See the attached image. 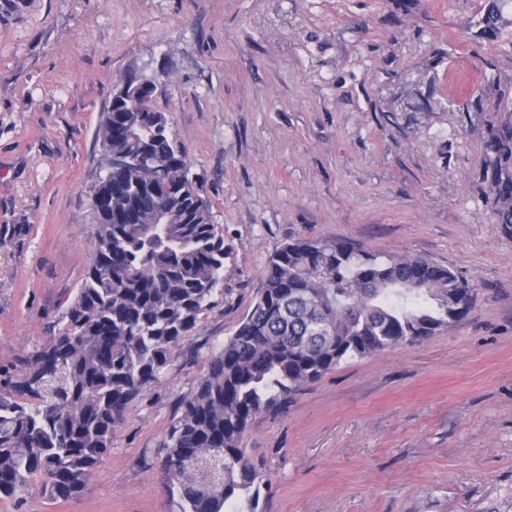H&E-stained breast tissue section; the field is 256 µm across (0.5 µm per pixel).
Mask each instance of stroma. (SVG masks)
Masks as SVG:
<instances>
[{"label": "stroma", "mask_w": 512, "mask_h": 512, "mask_svg": "<svg viewBox=\"0 0 512 512\" xmlns=\"http://www.w3.org/2000/svg\"><path fill=\"white\" fill-rule=\"evenodd\" d=\"M0 0V365L31 354L96 250L97 130L123 80L187 148L224 236L214 307L132 400L87 492L0 512H175L156 462L292 239L421 257L478 290L467 318L342 362L252 422L262 512H512V226L488 182L512 122V0Z\"/></svg>", "instance_id": "stroma-1"}]
</instances>
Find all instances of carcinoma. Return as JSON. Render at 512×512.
Listing matches in <instances>:
<instances>
[{
	"label": "carcinoma",
	"instance_id": "carcinoma-1",
	"mask_svg": "<svg viewBox=\"0 0 512 512\" xmlns=\"http://www.w3.org/2000/svg\"><path fill=\"white\" fill-rule=\"evenodd\" d=\"M152 97L111 105L98 128L108 169L92 188L96 251L61 326L0 368V495L19 502L38 478L52 500L88 490L127 405L160 379L223 281L224 237ZM487 150L498 216L512 225V124L492 130ZM477 299L427 259L381 260L342 239L283 244L161 445L179 512H257L264 473L241 448L256 416L350 358L453 326Z\"/></svg>",
	"mask_w": 512,
	"mask_h": 512
}]
</instances>
